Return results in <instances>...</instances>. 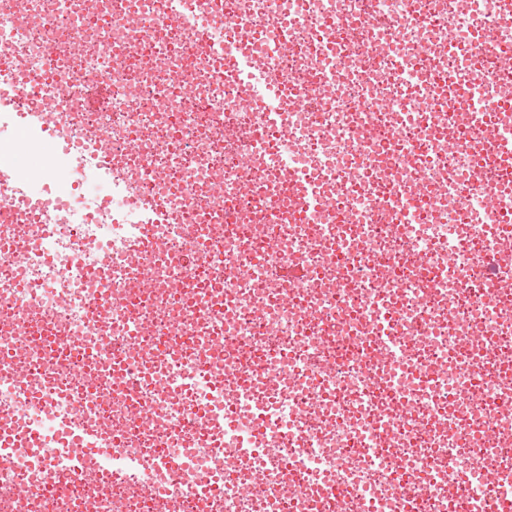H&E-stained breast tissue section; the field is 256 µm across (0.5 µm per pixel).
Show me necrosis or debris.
Returning a JSON list of instances; mask_svg holds the SVG:
<instances>
[{
  "label": "necrosis or debris",
  "instance_id": "4bbe7bcc",
  "mask_svg": "<svg viewBox=\"0 0 512 512\" xmlns=\"http://www.w3.org/2000/svg\"><path fill=\"white\" fill-rule=\"evenodd\" d=\"M192 2L209 42L294 86L269 101L270 135L227 92L230 71L190 56L168 0H0V120L15 130L0 155L42 168L40 184L0 190L16 216L0 221V420L44 436L0 450V512H44L51 496L55 512H155L148 486L171 512L216 495L222 512H322L337 487L351 512L512 504V296L472 275L512 279V188L487 205L454 95L415 109L429 64L468 82L487 26L508 64L472 96L512 93L501 0ZM185 71L191 97L173 85ZM283 152L320 176L330 211L289 220ZM104 158L112 193L86 196L73 173ZM287 261L307 278L288 280ZM385 336L397 358L379 359ZM485 361L497 370L482 377ZM73 418L99 449L77 450L56 495L44 471ZM130 456L140 468L121 470Z\"/></svg>",
  "mask_w": 512,
  "mask_h": 512
}]
</instances>
